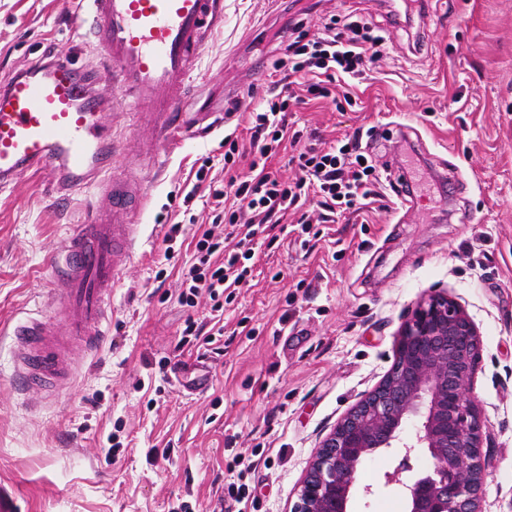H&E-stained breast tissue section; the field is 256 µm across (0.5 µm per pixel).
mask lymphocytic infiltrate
<instances>
[{"mask_svg": "<svg viewBox=\"0 0 512 512\" xmlns=\"http://www.w3.org/2000/svg\"><path fill=\"white\" fill-rule=\"evenodd\" d=\"M324 33L306 39L300 26L272 51V79L250 111L246 134L224 135V181L209 184L205 201L209 229L195 243L193 261L183 273L178 302L192 309L201 297L211 302V322L187 318L185 335L212 343L223 335L224 302L252 277L258 239L288 212L299 215L301 233L316 224L335 223L338 215L359 211L380 177L366 161L361 134L327 147L317 145V130L294 127L288 117L306 98L344 111L352 98L341 84L367 78L383 55L384 38L354 14L323 18ZM287 153L297 175L282 179L275 165Z\"/></svg>", "mask_w": 512, "mask_h": 512, "instance_id": "obj_1", "label": "lymphocytic infiltrate"}]
</instances>
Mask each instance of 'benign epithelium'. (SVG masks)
I'll list each match as a JSON object with an SVG mask.
<instances>
[{
	"label": "benign epithelium",
	"mask_w": 512,
	"mask_h": 512,
	"mask_svg": "<svg viewBox=\"0 0 512 512\" xmlns=\"http://www.w3.org/2000/svg\"><path fill=\"white\" fill-rule=\"evenodd\" d=\"M481 354L477 328L459 303L443 294L422 299L400 327L390 370L321 441L291 512H349L355 474L380 448L406 457L423 448L431 460L409 479L384 475L404 512H484V424L473 394Z\"/></svg>",
	"instance_id": "7a95c632"
}]
</instances>
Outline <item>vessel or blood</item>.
Returning <instances> with one entry per match:
<instances>
[{
	"mask_svg": "<svg viewBox=\"0 0 512 512\" xmlns=\"http://www.w3.org/2000/svg\"><path fill=\"white\" fill-rule=\"evenodd\" d=\"M73 7L103 63L83 76L58 58L0 87L1 187L40 171L56 177L58 190L80 191L111 171L117 146L101 121L106 103L92 93L100 82L110 83L132 109L145 110L155 129L146 148L149 161L212 130L208 113H192L194 101L184 85L210 35L224 24L222 0H74ZM163 89L170 96L162 100ZM106 196L108 209L72 225L54 259L52 305L63 327L28 318L12 332L19 390L59 388L71 377L69 347L92 353L103 342L112 289L135 245L128 217L149 201L142 187L116 182Z\"/></svg>",
	"mask_w": 512,
	"mask_h": 512,
	"instance_id": "b4317fda",
	"label": "vessel or blood"
}]
</instances>
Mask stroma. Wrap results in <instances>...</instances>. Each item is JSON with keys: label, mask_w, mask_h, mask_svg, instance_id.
<instances>
[{"label": "stroma", "mask_w": 512, "mask_h": 512, "mask_svg": "<svg viewBox=\"0 0 512 512\" xmlns=\"http://www.w3.org/2000/svg\"><path fill=\"white\" fill-rule=\"evenodd\" d=\"M224 0V27L207 42L188 82L205 112L238 98L249 112L269 81L266 32L358 10L384 32V55L353 82L343 112L300 111L326 140L373 128L362 148L380 173L363 216L320 225L303 242L278 225L256 249L253 279L224 308L217 346L182 344L177 302L201 204L183 223V197L204 159L224 165V129L187 143L154 175L141 156L152 129L129 106L108 109L122 166L150 197L139 239L112 289L109 336L94 355L74 348L70 383L52 396L15 390L12 324L44 310L48 259L71 225L104 203L96 185L58 200L47 174L0 189V488L20 512H217L233 459L250 463L247 512H290L320 441L381 381L397 333L418 302L445 293L474 321L483 351L474 376L488 474L485 512H512V0H428L425 41L392 24L382 0ZM68 0H0V84L47 56L95 69L101 50L71 29ZM424 177L411 197L391 182L406 160ZM183 232L169 242L171 224ZM111 446L104 457L103 446ZM424 452H375L357 484L376 486L351 512H403L383 475L427 469Z\"/></svg>", "instance_id": "obj_1"}]
</instances>
